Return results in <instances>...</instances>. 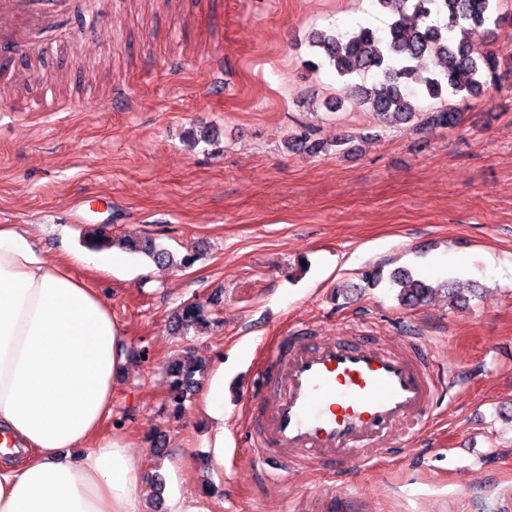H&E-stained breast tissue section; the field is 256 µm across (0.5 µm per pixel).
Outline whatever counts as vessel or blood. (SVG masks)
<instances>
[{"label":"vessel or blood","instance_id":"vessel-or-blood-1","mask_svg":"<svg viewBox=\"0 0 512 512\" xmlns=\"http://www.w3.org/2000/svg\"><path fill=\"white\" fill-rule=\"evenodd\" d=\"M115 0H0V61L15 56L43 60L68 48L70 15L91 25L111 18ZM268 388L254 441L259 463L275 480L313 463L341 472L345 464L369 468L372 449L399 436L413 446L444 400L433 356L424 345L398 351L375 337L327 339L293 333L269 361Z\"/></svg>","mask_w":512,"mask_h":512}]
</instances>
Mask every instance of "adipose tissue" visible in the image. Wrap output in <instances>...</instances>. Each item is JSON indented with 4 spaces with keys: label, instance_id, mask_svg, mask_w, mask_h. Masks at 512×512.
I'll list each match as a JSON object with an SVG mask.
<instances>
[{
    "label": "adipose tissue",
    "instance_id": "obj_1",
    "mask_svg": "<svg viewBox=\"0 0 512 512\" xmlns=\"http://www.w3.org/2000/svg\"><path fill=\"white\" fill-rule=\"evenodd\" d=\"M48 263L30 230L0 225V512H146V473L126 435L106 431L126 346L108 301ZM207 461L224 466V372L203 388Z\"/></svg>",
    "mask_w": 512,
    "mask_h": 512
}]
</instances>
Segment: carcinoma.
I'll return each instance as SVG.
<instances>
[{
  "label": "carcinoma",
  "mask_w": 512,
  "mask_h": 512,
  "mask_svg": "<svg viewBox=\"0 0 512 512\" xmlns=\"http://www.w3.org/2000/svg\"><path fill=\"white\" fill-rule=\"evenodd\" d=\"M389 9L393 18L387 28L374 31L360 27L351 32L316 31L310 45L325 55L336 74L345 77L354 72H372L379 81L361 90L357 105L389 122L409 121L416 115L412 97L405 89L418 84L422 96L437 99L443 91L466 93L478 99L499 81L500 61L491 51H482L471 42L472 32L489 24L499 25L496 14L498 0H375ZM435 57L441 71L433 76H417V64L426 57ZM461 114L442 108L428 113L426 123L455 127ZM87 244L95 250L119 245L131 252H140L161 266L178 270L190 267L196 254L187 253L179 260L158 247L152 240L116 239L103 225L89 235ZM399 287L398 300L406 308L424 306L436 288L406 271L393 275ZM217 321L213 310L199 302H187L175 317L176 330L187 334L193 328ZM207 371L206 363L190 353L178 355L169 368L170 401L181 409L184 398L195 391Z\"/></svg>",
  "instance_id": "obj_1"
}]
</instances>
